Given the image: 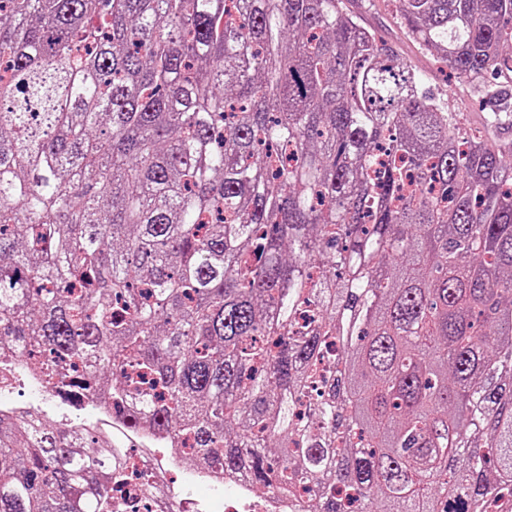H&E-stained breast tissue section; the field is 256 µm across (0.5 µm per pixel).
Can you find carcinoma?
<instances>
[{"mask_svg": "<svg viewBox=\"0 0 512 512\" xmlns=\"http://www.w3.org/2000/svg\"><path fill=\"white\" fill-rule=\"evenodd\" d=\"M512 112V0H394ZM345 0H0V344L307 512L512 497V144ZM124 449L0 416V512Z\"/></svg>", "mask_w": 512, "mask_h": 512, "instance_id": "1", "label": "carcinoma"}]
</instances>
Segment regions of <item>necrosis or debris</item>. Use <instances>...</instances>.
Instances as JSON below:
<instances>
[{
  "instance_id": "4bbe7bcc",
  "label": "necrosis or debris",
  "mask_w": 512,
  "mask_h": 512,
  "mask_svg": "<svg viewBox=\"0 0 512 512\" xmlns=\"http://www.w3.org/2000/svg\"><path fill=\"white\" fill-rule=\"evenodd\" d=\"M70 405L58 402L50 388L33 374L28 360L18 358L14 348L0 346V412L29 414L46 418L61 416L62 424H70ZM93 421L88 430L93 440L118 437L124 443L130 475L121 485L118 497L126 503L125 512H151V502L141 492L137 472H153L170 501H178L183 493L194 497L193 512H289L290 504L281 498L259 493L248 478L217 470L186 466L181 453L159 447L154 436L130 430L125 421L102 402L89 409Z\"/></svg>"
}]
</instances>
